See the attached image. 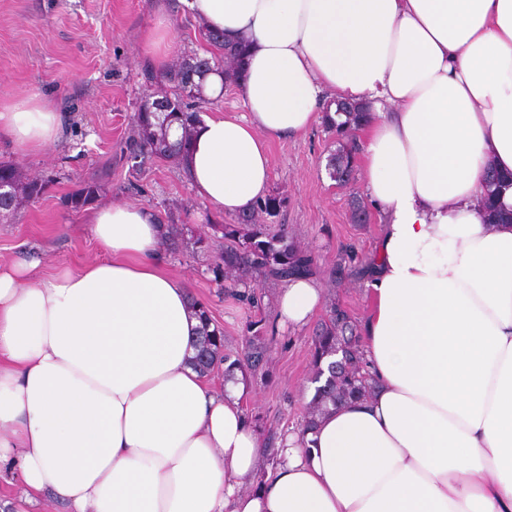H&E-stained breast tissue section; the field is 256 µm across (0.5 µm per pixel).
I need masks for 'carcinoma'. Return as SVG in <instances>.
I'll use <instances>...</instances> for the list:
<instances>
[{
    "label": "carcinoma",
    "mask_w": 512,
    "mask_h": 512,
    "mask_svg": "<svg viewBox=\"0 0 512 512\" xmlns=\"http://www.w3.org/2000/svg\"><path fill=\"white\" fill-rule=\"evenodd\" d=\"M206 41L220 51L219 56L203 58L195 54L185 55L168 67L167 71L155 75L146 72V81L154 84L152 93L144 96L137 111L130 117V132L118 158L127 167L130 177L128 188L136 189L138 178L145 164L167 159H180L189 148L192 125L199 119L202 101V85L195 77L216 68L224 77L232 79L243 68L237 60L238 44L224 41V37L211 31L203 32ZM169 98L177 100L176 107L167 112L158 111V103ZM335 113L345 116L338 122L324 112L323 123L334 130L337 148L328 162L330 178L344 180L353 175V161L359 153L357 141L349 138L346 132L359 127L366 119V112L355 103H348L344 110ZM181 129L178 138H171L173 127ZM6 182L8 189L0 192V211L15 212L24 202L39 200L47 191L48 181L21 172L8 162H0V181ZM512 183V175L500 174L491 177L485 198V223H512V211H504L499 206V188ZM104 184L99 178L82 181L78 188L62 196V205L69 212L78 213L92 205L101 196ZM284 197L270 194L256 202L254 210L237 218L235 224H211V233L200 232L182 219L180 210L169 205L164 209L161 222L164 246L172 253L192 250L208 252L221 248L232 249L237 253L236 260L224 263L217 256L207 268L211 281L239 303L261 311L264 306V293L259 291L261 283L267 279L287 282L311 276L316 268L315 257L303 249L288 232L286 224H261L257 217H276L283 207ZM370 259L359 257L351 246L341 248L331 278L340 279L345 272L359 280L367 279ZM193 315L202 321L201 353L191 357V364L201 374L208 376L220 366L224 367V377L235 372L252 374L264 359L268 344L273 341L274 326L261 317L249 322L251 336L245 339L240 353L231 355L224 352V329L212 318L209 309L191 300ZM343 313V305L334 301L327 307L323 318L316 324L311 337V358L315 379L327 376L323 387L316 389L309 402V413L303 426L312 427L316 421L338 403L352 398L365 397L371 386L363 373L364 362L360 352H354L348 363L325 362L336 355L340 344L357 346L359 323L353 317L336 323V316ZM327 366H322V363Z\"/></svg>",
    "instance_id": "obj_1"
}]
</instances>
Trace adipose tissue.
<instances>
[{"instance_id": "adipose-tissue-1", "label": "adipose tissue", "mask_w": 512, "mask_h": 512, "mask_svg": "<svg viewBox=\"0 0 512 512\" xmlns=\"http://www.w3.org/2000/svg\"><path fill=\"white\" fill-rule=\"evenodd\" d=\"M247 49L246 112L203 116L181 171L217 212L268 194V141L305 133L333 100L370 112L360 145L383 230L360 345L373 385L273 466L241 403L189 364L200 325L164 269L157 212L89 215L104 257L31 281L0 265V481L11 512H512V224L483 221L512 172V0H183ZM63 117L0 99V136L39 152ZM280 288L283 322L322 305ZM264 483L245 491L258 469ZM512 185V173L509 175H492L485 198V223L504 224L512 223V211H504L499 206V188L506 183Z\"/></svg>"}]
</instances>
